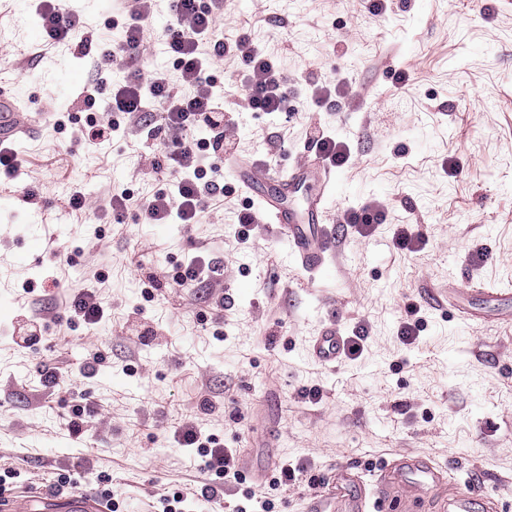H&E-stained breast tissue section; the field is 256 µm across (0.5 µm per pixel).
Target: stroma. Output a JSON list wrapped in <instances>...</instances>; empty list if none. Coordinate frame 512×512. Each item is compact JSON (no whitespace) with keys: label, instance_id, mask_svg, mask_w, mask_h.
Returning <instances> with one entry per match:
<instances>
[{"label":"stroma","instance_id":"1","mask_svg":"<svg viewBox=\"0 0 512 512\" xmlns=\"http://www.w3.org/2000/svg\"><path fill=\"white\" fill-rule=\"evenodd\" d=\"M223 34L249 35L277 59L294 111L284 120L247 109V69L225 58L213 75L238 157L287 170L316 126L351 149L326 205L327 224L345 235L327 279L298 269L264 222L241 239L237 211L252 201L220 161L207 178L224 200L200 223H146L141 203L161 188L157 164L177 133L131 121L88 146L80 111L99 46L84 55L47 45L25 0H0V83L40 115L18 170L0 173V194L20 198L0 207V468L17 471L0 500L58 512L66 475L119 512H161L176 493L183 512H199L210 476L174 438L186 418L238 452L243 481L225 486L223 512L251 488L252 512H313L335 500L341 470L369 486L405 455L429 458L444 481L418 497L382 490L398 512H454L465 481L476 489L471 512H512V323L457 310L482 288L512 289V0H388L380 13L370 0H226ZM315 81L340 85L335 103L313 105ZM76 184L93 201L83 214L68 206ZM113 189L139 200L118 224ZM368 201L386 221L359 238L343 218ZM406 224L423 234L420 251L397 248ZM191 255L223 275L172 287ZM144 267L161 283L149 296ZM459 275L470 292L449 297ZM87 288L107 313L70 324L69 303ZM411 304L425 323L406 344L398 329ZM33 320L40 341L17 347L14 329ZM329 323L344 337L367 327L359 358L326 368L308 357ZM46 371L58 383H45ZM311 388L318 403L303 396ZM80 406L87 432L75 440L67 421ZM282 462L300 467L294 485H273Z\"/></svg>","mask_w":512,"mask_h":512}]
</instances>
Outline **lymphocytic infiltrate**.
<instances>
[{"label": "lymphocytic infiltrate", "instance_id": "obj_1", "mask_svg": "<svg viewBox=\"0 0 512 512\" xmlns=\"http://www.w3.org/2000/svg\"><path fill=\"white\" fill-rule=\"evenodd\" d=\"M28 6L39 17L47 40H68L78 49L91 48L92 33L64 0H28ZM152 10L153 0H132L130 7L110 15V25L122 27V45L116 52L101 51L96 61L97 75H105L146 51L144 21ZM175 11V21L164 41L179 71L178 82H171L168 74L158 69L146 75L133 70L123 82L113 85L108 103L109 111L131 116L145 114V103L150 100L162 112L168 128L183 132L196 126L210 133L209 138L183 147L168 164L170 180L166 188L154 192L145 209L150 224L174 220L199 223L208 208L224 199L223 187L204 182L206 160L223 158L228 151L224 142V99L216 93L211 76L224 57L241 59L248 68L245 99L249 108L279 115L288 98L287 80L267 53L248 36L224 37L220 29L224 0H211L206 8L199 0H177ZM175 438L182 447L197 449L203 470L216 479L215 484L202 487L201 497L214 499L220 485L239 481L236 449L224 447L190 420L178 424Z\"/></svg>", "mask_w": 512, "mask_h": 512}]
</instances>
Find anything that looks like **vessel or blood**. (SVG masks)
<instances>
[{
    "mask_svg": "<svg viewBox=\"0 0 512 512\" xmlns=\"http://www.w3.org/2000/svg\"><path fill=\"white\" fill-rule=\"evenodd\" d=\"M22 98L12 85H0V147L13 146L20 138L12 123L19 114ZM241 187L256 200L267 223L272 224L276 238L285 240L294 262L311 274L325 275L330 271L329 258L336 247V232L323 222L327 199L333 192L334 176L331 168L314 167L312 161H297L288 171L271 174L268 167L254 163L234 161L230 164ZM315 183L317 192L308 197L304 207L289 205L288 197L308 183ZM464 319H511L512 294L496 288L483 294L479 307L463 309ZM344 338L335 326H324L314 336L308 354L315 362L332 366L343 358ZM394 477H406L409 493L429 492L439 482L441 474L428 460L408 457L394 468Z\"/></svg>",
    "mask_w": 512,
    "mask_h": 512,
    "instance_id": "vessel-or-blood-1",
    "label": "vessel or blood"
}]
</instances>
